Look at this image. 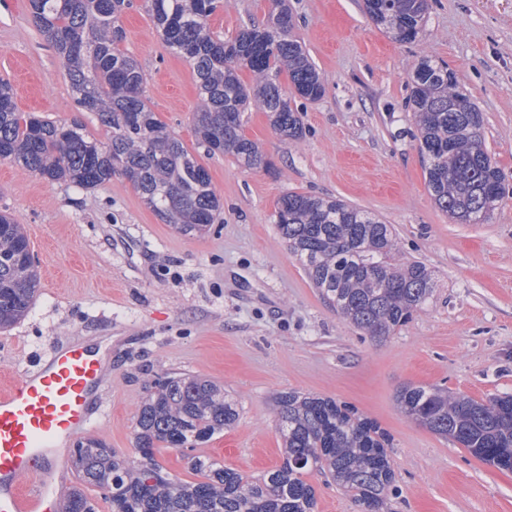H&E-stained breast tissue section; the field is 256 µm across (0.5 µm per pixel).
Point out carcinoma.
Returning a JSON list of instances; mask_svg holds the SVG:
<instances>
[{
    "label": "carcinoma",
    "mask_w": 512,
    "mask_h": 512,
    "mask_svg": "<svg viewBox=\"0 0 512 512\" xmlns=\"http://www.w3.org/2000/svg\"><path fill=\"white\" fill-rule=\"evenodd\" d=\"M161 41L190 62L200 102L195 135L208 153H231L244 166H268L244 134L245 112H265L283 138L300 140L303 125L292 98L321 99L323 79L293 34L288 10L266 25L231 37L210 17L224 0H143ZM132 0H29L32 23L59 57L78 104L110 129L109 142L84 125L62 124L17 110L9 82L0 79V160L47 182L92 190L118 173L144 204L183 235L204 233L222 211L220 197L197 156L149 104L146 78L121 45L120 18ZM428 0H363L366 16L395 40L423 33ZM248 70L247 85L239 72ZM288 71L291 88L280 82ZM420 151L434 205L461 224H483L507 192L484 145L482 112L458 90L454 73L423 57L409 75ZM276 228L288 253L336 313L374 340L404 326L429 303L433 272L399 260L391 225L338 198L289 192L278 202ZM40 277L22 227L0 211V331L30 310ZM411 421L452 439L484 462L512 463V395L484 401L446 389L406 384L396 393ZM282 462L258 476L187 456L194 481L171 475L156 459L160 448H199L231 428L238 404L211 381L167 374L151 381L133 426L136 459L94 437L80 439L73 464L81 482L97 488L112 512H314L316 489L306 479L327 474L350 493L361 512H387L395 487L389 439L374 421L329 397L282 391L275 397ZM62 512H95L82 489L67 494Z\"/></svg>",
    "instance_id": "obj_1"
}]
</instances>
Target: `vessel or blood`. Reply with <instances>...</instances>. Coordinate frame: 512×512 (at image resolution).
Segmentation results:
<instances>
[{"mask_svg":"<svg viewBox=\"0 0 512 512\" xmlns=\"http://www.w3.org/2000/svg\"><path fill=\"white\" fill-rule=\"evenodd\" d=\"M105 382L99 359L75 340L36 370L0 362V512H52L67 494L57 448L96 421Z\"/></svg>","mask_w":512,"mask_h":512,"instance_id":"vessel-or-blood-1","label":"vessel or blood"}]
</instances>
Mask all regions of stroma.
<instances>
[{"mask_svg": "<svg viewBox=\"0 0 512 512\" xmlns=\"http://www.w3.org/2000/svg\"><path fill=\"white\" fill-rule=\"evenodd\" d=\"M294 32L324 80L296 99L305 134L280 137L252 109L245 134L274 167L250 169L200 151L191 122L195 73L159 39L142 4L121 17L123 49L141 65L150 106L196 150L224 211L201 236L163 224L124 177L93 190L49 183L0 161V210L23 224L40 273L29 312L0 345L36 363L71 338L108 336L112 366L89 429L133 455L134 417L151 380L188 374L223 385L236 424L201 452L258 475L281 462L273 399L296 390L335 399L390 437L397 491L389 512H512V472L408 420L405 384L476 400L512 395V198L484 224H460L432 202L408 106L421 57L447 64L482 112L485 148L512 190V0H429L422 36L393 39L362 0H285ZM272 0H224L213 30L264 25ZM19 111L108 131L76 103L54 49L33 27L28 0H0V79ZM337 197L391 224L402 260L437 278L426 309L381 341L340 318L276 229L281 196Z\"/></svg>", "mask_w": 512, "mask_h": 512, "instance_id": "stroma-1", "label": "stroma"}]
</instances>
